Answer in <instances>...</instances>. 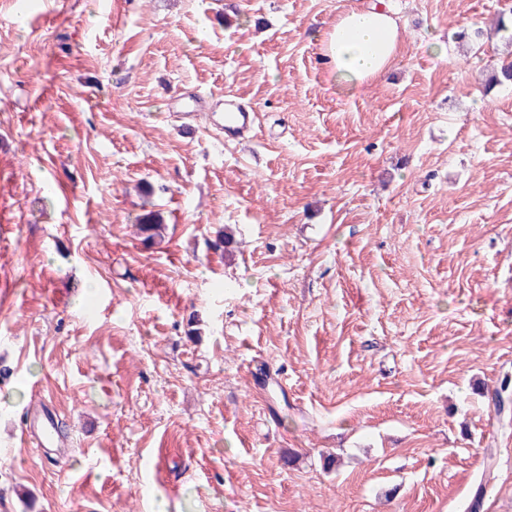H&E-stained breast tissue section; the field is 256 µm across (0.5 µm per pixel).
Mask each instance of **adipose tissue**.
<instances>
[{
  "instance_id": "adipose-tissue-1",
  "label": "adipose tissue",
  "mask_w": 512,
  "mask_h": 512,
  "mask_svg": "<svg viewBox=\"0 0 512 512\" xmlns=\"http://www.w3.org/2000/svg\"><path fill=\"white\" fill-rule=\"evenodd\" d=\"M400 45L397 20L381 6L342 13L328 34L324 62L346 90L385 72Z\"/></svg>"
}]
</instances>
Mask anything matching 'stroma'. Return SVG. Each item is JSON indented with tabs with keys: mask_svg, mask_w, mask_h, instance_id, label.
<instances>
[{
	"mask_svg": "<svg viewBox=\"0 0 512 512\" xmlns=\"http://www.w3.org/2000/svg\"><path fill=\"white\" fill-rule=\"evenodd\" d=\"M355 2L0 0V512H512V0ZM400 45L397 20L381 6L342 13L328 34L324 63L336 82L352 91L385 72ZM224 105L235 107L237 112H226L224 115V125L219 123L218 128L223 130L228 136L237 135L253 127L256 115L250 117V113L236 106L232 101H225ZM30 428H37L41 435V442L37 443L38 447L53 445L56 443L54 435V426L51 416L46 412L41 404H33L29 408Z\"/></svg>",
	"mask_w": 512,
	"mask_h": 512,
	"instance_id": "35a3bbf8",
	"label": "stroma"
}]
</instances>
